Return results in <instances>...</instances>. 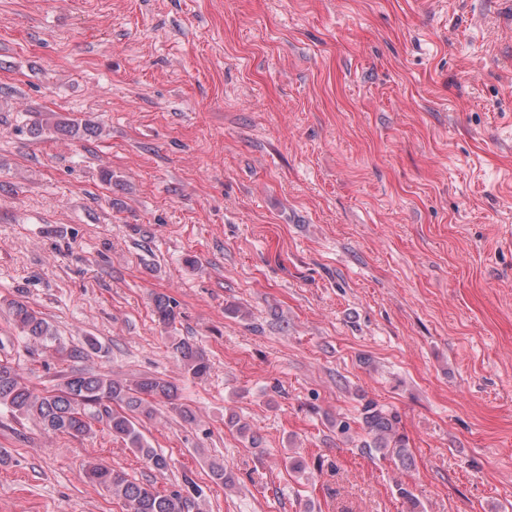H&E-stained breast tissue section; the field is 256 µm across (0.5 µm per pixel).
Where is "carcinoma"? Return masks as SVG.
<instances>
[{
    "mask_svg": "<svg viewBox=\"0 0 512 512\" xmlns=\"http://www.w3.org/2000/svg\"><path fill=\"white\" fill-rule=\"evenodd\" d=\"M57 132L70 136L95 133L90 122L61 118L56 122ZM14 326L23 336L55 354L79 358L87 350H97L94 339L85 345L68 348L61 343L53 326L42 313L31 307L22 296L8 301ZM177 304L168 295L159 293L153 298V312L159 324L171 328L178 318ZM170 348L184 371L193 379L202 380L210 372L206 351L196 342L178 336L170 337ZM164 404L186 424L197 421L195 411L179 402V387L172 381L153 375H143L132 381L112 378L102 372L73 371L63 377L55 388L38 390L24 376L21 369L7 359H0V409L8 410L19 420H33L48 433L67 434L85 438L93 434L94 426L103 423L112 437L139 454L157 471L165 472L170 463L167 456L149 446L139 425L150 419L157 405ZM362 429L368 437L363 447L373 448L390 457L400 467L412 465L408 442L400 432L398 412L365 400L361 410ZM228 423L246 437L254 448L261 447L262 436L241 417L232 414ZM89 481L105 487L123 501L126 512H189L195 499L201 497L200 485L185 472L178 488L159 491L156 488L130 480L121 470L107 467L97 461L86 465Z\"/></svg>",
    "mask_w": 512,
    "mask_h": 512,
    "instance_id": "carcinoma-1",
    "label": "carcinoma"
}]
</instances>
